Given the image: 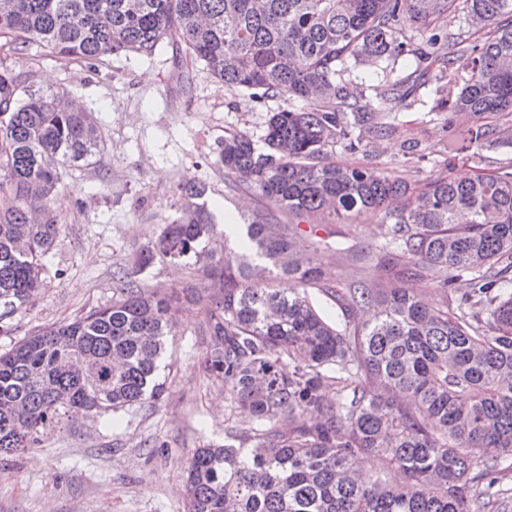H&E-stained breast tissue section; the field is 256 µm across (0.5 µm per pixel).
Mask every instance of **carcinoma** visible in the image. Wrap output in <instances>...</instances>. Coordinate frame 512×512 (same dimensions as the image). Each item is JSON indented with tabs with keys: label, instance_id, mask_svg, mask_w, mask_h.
Listing matches in <instances>:
<instances>
[{
	"label": "carcinoma",
	"instance_id": "1",
	"mask_svg": "<svg viewBox=\"0 0 512 512\" xmlns=\"http://www.w3.org/2000/svg\"><path fill=\"white\" fill-rule=\"evenodd\" d=\"M457 11L466 32L444 26ZM405 14L424 42L399 27ZM174 31L228 88L286 101L268 113L262 145L236 133L216 153L226 187L263 208L217 259L206 187L177 186L179 216L160 219L132 267L113 275L119 298L0 353V456L37 447L66 413L116 415L161 400L173 300L138 280L161 261L218 281L197 298L209 337L201 369L224 387L229 414L224 444L187 457L186 512L506 509L512 496L498 474L512 459V166L438 177L414 193L333 156L338 145L356 151L386 137L383 117L433 80L438 104L474 118L456 151L498 141L486 118L512 112V0H0V49L14 55L36 43L91 65L152 57ZM439 44L448 52L436 75ZM408 56L415 69L375 102L343 78L351 61ZM69 97L25 88L0 61V321L43 285L61 231L52 197L102 142L92 113ZM290 215L390 221L385 250L408 259L398 278L427 270L440 299L403 286L338 287L284 223ZM462 278L467 292L448 293ZM313 288L340 307L342 325L320 315ZM364 459L385 470L357 476Z\"/></svg>",
	"mask_w": 512,
	"mask_h": 512
}]
</instances>
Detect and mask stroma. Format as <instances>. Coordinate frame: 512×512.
Instances as JSON below:
<instances>
[{
    "label": "stroma",
    "mask_w": 512,
    "mask_h": 512,
    "mask_svg": "<svg viewBox=\"0 0 512 512\" xmlns=\"http://www.w3.org/2000/svg\"><path fill=\"white\" fill-rule=\"evenodd\" d=\"M12 63L23 81L49 92L72 91L91 110L103 142L90 165L69 170L52 209L62 232L46 264L43 286L17 312L10 334L0 333V352L45 326L111 303L118 295L117 266L132 265L160 218H175L173 191L202 183L222 239L236 241L244 213L258 200L229 192L216 164L224 136L263 133L279 100L257 102L232 91L194 62L178 35L153 58L120 57L105 65L67 64L38 46ZM431 89L396 114L390 136L366 140L358 151L337 150L336 163L371 166L421 188L447 174L469 177L512 164V115L491 116L505 140L498 148L449 152L452 136L471 117L436 111ZM388 240L379 218L319 226L310 243L322 266L345 286L373 287L394 279L401 263L385 257ZM168 344L166 383L154 408L71 416L44 433L38 447L0 457V512H184L183 469L192 449L224 441L227 403L222 387L206 379L201 362L204 311L186 305Z\"/></svg>",
    "instance_id": "obj_1"
}]
</instances>
